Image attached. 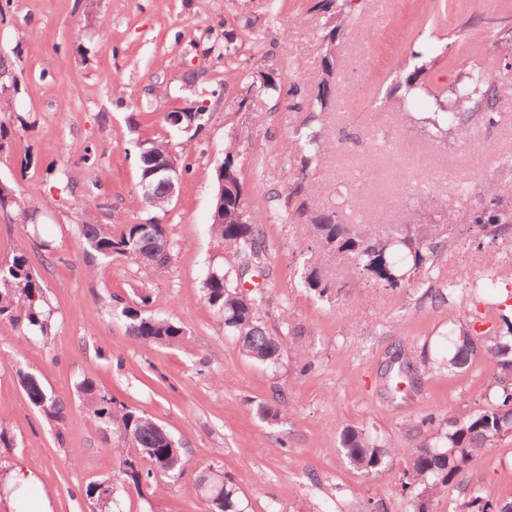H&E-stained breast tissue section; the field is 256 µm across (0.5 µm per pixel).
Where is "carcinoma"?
<instances>
[{
	"label": "carcinoma",
	"mask_w": 512,
	"mask_h": 512,
	"mask_svg": "<svg viewBox=\"0 0 512 512\" xmlns=\"http://www.w3.org/2000/svg\"><path fill=\"white\" fill-rule=\"evenodd\" d=\"M323 12L336 14V25L323 36V41L336 38L338 29L354 20L352 0H343L336 9V0H320ZM443 54L432 49L429 60L415 67L405 77L392 82L389 96L397 97L408 106L416 93L423 89L422 76L429 66H435ZM469 82L458 90L455 101L478 93L486 101V120L493 122L492 106L497 96V75L492 69L478 64L466 67ZM18 75L0 60V95L10 88L18 89ZM435 109L421 123L430 128L435 138L446 140L465 132L464 113L448 110L445 92L433 93ZM206 112H176L166 115L175 119V126L200 132L205 126ZM291 149L301 154V167L287 175L288 201L294 202V215L306 221L322 250L347 262L353 270L369 274L386 288L411 286L429 278L441 255V246L449 227L459 215L446 211L436 215L429 210V197L419 194L405 201V206L417 212L414 224H392L381 232H358L343 224L333 209L316 203L308 186V171L316 169L326 149L318 130L306 127L297 132ZM176 161L166 143L147 142L139 151V180L154 182L155 196L146 200L154 210H163L171 202L170 188L163 175L154 170L166 162ZM483 207L473 213L471 223L478 230L494 234L495 226L512 224V207L503 203L493 183L483 187ZM0 209H13L22 219L31 221L34 215L24 199L8 187L0 194ZM262 217L245 206V189L235 164L233 149L225 153L224 162L216 170V189L210 225L213 236L224 244L237 259V265L224 269L211 268L202 280V292L207 303L224 322V330L234 336L242 352L263 364L279 363L287 343L268 328L261 317L263 294L260 285L246 290L242 280L250 271L265 275L266 245ZM87 248L103 259L125 257L142 260L163 269L170 256L163 253L159 241L168 237L165 225L149 219L144 223L127 224L118 233L110 224H84L80 228ZM304 286L321 297L340 294L344 285L322 277L320 261L315 259L302 276ZM128 335L157 347H172L186 336L185 328L168 318L147 315L130 305L119 311ZM0 320L22 330V341L28 345L48 340L54 330L53 309L49 305L41 279L35 274L26 250L17 248L11 260L0 264ZM450 357L445 365L455 369L467 367L479 350L472 334L471 322L461 320L448 336ZM484 351L495 364L489 389L494 404L465 418L452 414H427L418 426L429 435L413 448L394 450L380 445L363 430L343 429L340 447L350 463L366 476L379 472L391 454L405 457V468L399 476L401 494L411 503V512H428L432 498L444 492L478 456L497 447L512 429V322L494 336ZM20 385L28 401L49 420L61 423L66 406L56 393L48 389L33 373L19 374ZM89 416L104 432L119 435L128 447L118 448L123 481L137 493L157 489L162 484L181 478L186 473V449L175 441L169 431L152 419L124 405H118L108 392L94 380L85 378L78 385ZM201 494L207 499L209 512H240L237 492L224 474L209 471L196 479ZM112 486L91 483L83 495L94 501L97 512H112ZM464 507L470 512H512V502L500 504L484 499L479 491L472 492Z\"/></svg>",
	"instance_id": "1"
}]
</instances>
